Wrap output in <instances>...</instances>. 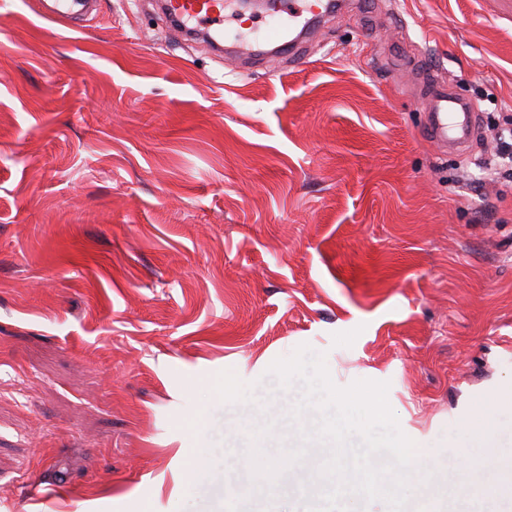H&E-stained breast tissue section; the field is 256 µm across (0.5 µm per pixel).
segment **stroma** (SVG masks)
<instances>
[{
  "label": "stroma",
  "mask_w": 512,
  "mask_h": 512,
  "mask_svg": "<svg viewBox=\"0 0 512 512\" xmlns=\"http://www.w3.org/2000/svg\"><path fill=\"white\" fill-rule=\"evenodd\" d=\"M365 2L247 72L140 0L74 27L0 0V512L53 490L57 512H302L321 453L267 499L245 451L268 418L267 455L294 443L300 391L263 374L303 343L338 386L389 382L430 448L407 512H487L512 464V182L468 165L512 120V0ZM431 74L478 109L468 156L422 133ZM228 369L256 403L213 397Z\"/></svg>",
  "instance_id": "obj_1"
}]
</instances>
